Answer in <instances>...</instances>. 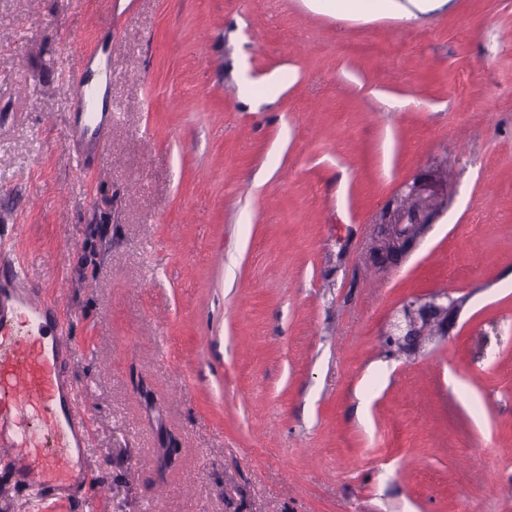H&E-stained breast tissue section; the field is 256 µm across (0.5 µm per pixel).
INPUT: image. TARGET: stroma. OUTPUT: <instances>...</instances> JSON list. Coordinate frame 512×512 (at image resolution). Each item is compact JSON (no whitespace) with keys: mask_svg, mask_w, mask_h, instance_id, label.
<instances>
[{"mask_svg":"<svg viewBox=\"0 0 512 512\" xmlns=\"http://www.w3.org/2000/svg\"><path fill=\"white\" fill-rule=\"evenodd\" d=\"M0 216L90 429L62 495L0 459V512H512V0H0ZM322 5L328 11L346 12H375L379 9L409 13V10L397 3L396 0H323ZM97 53L88 55V62L84 69L79 72L71 83V95L75 103L81 108L82 112H89L88 123L85 125L92 138V149L98 153L107 144V135L112 128V112L109 117L103 121H97L93 112L94 103L102 82L107 86H112V56L107 57L103 69H97L93 66ZM414 314L416 315H413L411 311L408 312V328L402 335V338L398 337L394 339L391 337L395 343L400 344V341H403L405 344H412L422 336L424 327L430 324L431 321L439 319L445 320L448 314V308L443 305L436 304L435 302H431L420 306Z\"/></svg>","mask_w":512,"mask_h":512,"instance_id":"35a3bbf8","label":"stroma"}]
</instances>
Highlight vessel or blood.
I'll use <instances>...</instances> for the list:
<instances>
[{"instance_id":"vessel-or-blood-1","label":"vessel or blood","mask_w":512,"mask_h":512,"mask_svg":"<svg viewBox=\"0 0 512 512\" xmlns=\"http://www.w3.org/2000/svg\"><path fill=\"white\" fill-rule=\"evenodd\" d=\"M111 80V66L89 63L71 83L73 100L90 115L73 136L90 135L96 152L106 146L112 122L96 120L91 111L101 83ZM35 292L25 281L22 257L0 242V447L11 449L19 483L60 493L71 484L72 453L83 446V426L75 413H57L72 401L70 366L58 343L45 342L50 309L33 304Z\"/></svg>"}]
</instances>
